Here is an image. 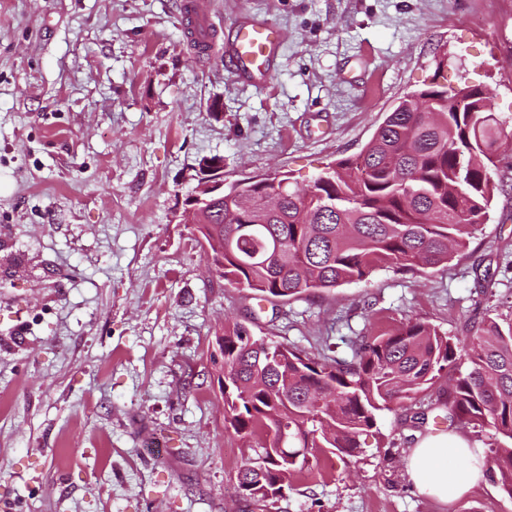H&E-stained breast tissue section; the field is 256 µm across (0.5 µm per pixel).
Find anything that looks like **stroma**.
Masks as SVG:
<instances>
[{
  "mask_svg": "<svg viewBox=\"0 0 512 512\" xmlns=\"http://www.w3.org/2000/svg\"><path fill=\"white\" fill-rule=\"evenodd\" d=\"M217 42L247 15L283 34L271 77L188 47L186 0H0V504L13 512H512L479 479L420 496L417 433L448 426L442 374L383 411L353 456L319 455L266 509L240 499L247 444L224 422L225 324L320 350L410 319L467 341L512 316V0H196ZM490 93L508 138L487 220L434 269L285 302L209 271L185 198L202 158L232 182L311 184L357 155L405 96Z\"/></svg>",
  "mask_w": 512,
  "mask_h": 512,
  "instance_id": "stroma-1",
  "label": "stroma"
}]
</instances>
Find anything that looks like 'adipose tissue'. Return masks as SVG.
<instances>
[{
  "mask_svg": "<svg viewBox=\"0 0 512 512\" xmlns=\"http://www.w3.org/2000/svg\"><path fill=\"white\" fill-rule=\"evenodd\" d=\"M485 465L483 449L456 432L420 433L406 459V471L417 491L448 503L463 497Z\"/></svg>",
  "mask_w": 512,
  "mask_h": 512,
  "instance_id": "ef3b65f1",
  "label": "adipose tissue"
}]
</instances>
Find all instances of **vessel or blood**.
Instances as JSON below:
<instances>
[{"label": "vessel or blood", "instance_id": "vessel-or-blood-1", "mask_svg": "<svg viewBox=\"0 0 512 512\" xmlns=\"http://www.w3.org/2000/svg\"><path fill=\"white\" fill-rule=\"evenodd\" d=\"M197 36L204 52L210 53L220 47L208 29H200ZM220 48L230 56L239 77L247 82H259L267 80L272 73V62L281 48V36L269 23L242 18L234 25L225 46Z\"/></svg>", "mask_w": 512, "mask_h": 512}]
</instances>
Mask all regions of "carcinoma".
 Masks as SVG:
<instances>
[{"mask_svg":"<svg viewBox=\"0 0 512 512\" xmlns=\"http://www.w3.org/2000/svg\"><path fill=\"white\" fill-rule=\"evenodd\" d=\"M494 112H452L431 86L403 99L362 151L340 160L305 193L284 180L255 186L244 212L224 190L206 241L246 226L231 252L212 250L218 276L260 298L286 301L366 280L380 267L446 265L464 253L491 206L500 149ZM224 359V422L256 439L238 470L237 495L257 506L284 496L285 480L323 449L352 456L378 412L428 390L463 358L467 371L448 389V422L488 426V479L512 498V319L478 324L469 344L411 319L380 336L340 337L350 356H311L257 338L242 323L216 337Z\"/></svg>","mask_w":512,"mask_h":512,"instance_id":"carcinoma-1","label":"carcinoma"}]
</instances>
